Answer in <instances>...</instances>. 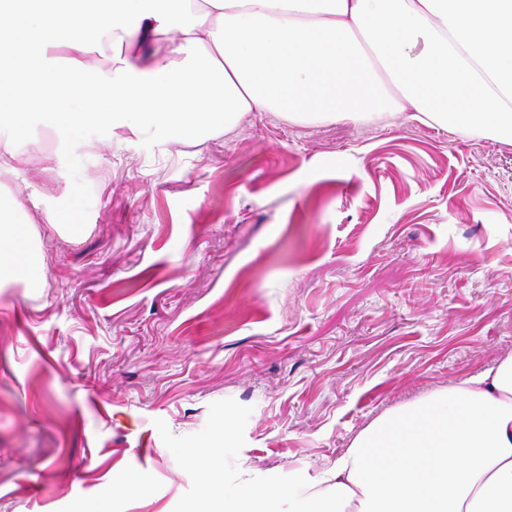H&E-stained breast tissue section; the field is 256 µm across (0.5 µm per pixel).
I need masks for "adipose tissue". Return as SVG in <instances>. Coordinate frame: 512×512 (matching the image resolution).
Instances as JSON below:
<instances>
[{"instance_id":"obj_1","label":"adipose tissue","mask_w":512,"mask_h":512,"mask_svg":"<svg viewBox=\"0 0 512 512\" xmlns=\"http://www.w3.org/2000/svg\"><path fill=\"white\" fill-rule=\"evenodd\" d=\"M128 53L86 61L103 31ZM252 112L291 122L398 114L512 142V0H0V125L150 127L204 141ZM0 203V283L40 258ZM204 512H512V357L374 420L296 486L226 489Z\"/></svg>"}]
</instances>
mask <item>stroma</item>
I'll return each instance as SVG.
<instances>
[{
  "mask_svg": "<svg viewBox=\"0 0 512 512\" xmlns=\"http://www.w3.org/2000/svg\"><path fill=\"white\" fill-rule=\"evenodd\" d=\"M1 141L44 279L0 288V512H191L203 444L230 487L320 473L512 356V143L274 112Z\"/></svg>",
  "mask_w": 512,
  "mask_h": 512,
  "instance_id": "obj_1",
  "label": "stroma"
}]
</instances>
